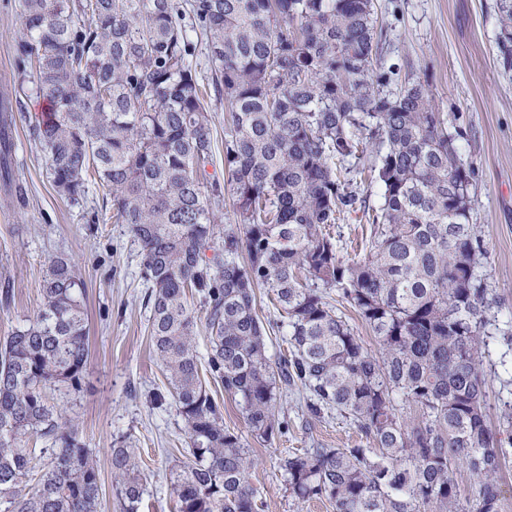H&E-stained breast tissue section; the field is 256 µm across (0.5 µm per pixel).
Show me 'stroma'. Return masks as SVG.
<instances>
[{"instance_id": "stroma-1", "label": "stroma", "mask_w": 512, "mask_h": 512, "mask_svg": "<svg viewBox=\"0 0 512 512\" xmlns=\"http://www.w3.org/2000/svg\"><path fill=\"white\" fill-rule=\"evenodd\" d=\"M16 0H0V104L13 114L11 176L0 181V339L31 319L40 303L46 264L57 252L70 255L86 293L89 361L80 392L68 396L74 422L96 458L102 482L100 512H119L110 451L134 449L146 478L140 512H173L171 469L184 461L188 439L173 400L154 404L167 381L148 333L142 304L140 251L126 225L103 211V190L90 185L71 202L52 184L47 157L29 135L43 102L31 75L18 69L14 48L24 30ZM494 0H377L386 33L384 55L401 73L419 72L437 111L462 133L460 152L476 167L472 221L488 262L483 268L495 325L512 333V77L496 60L498 30ZM489 411L500 417L511 397L503 380L512 378V354L490 347L484 362ZM224 423L242 435L254 462L249 482L264 512H333L328 502L294 501L277 462L287 452L322 445L350 448L366 439L336 414L305 423L295 396L283 395L278 411L288 421L286 436L267 443L254 436L239 403L222 386L210 387Z\"/></svg>"}]
</instances>
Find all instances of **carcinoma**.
Here are the masks:
<instances>
[{"mask_svg":"<svg viewBox=\"0 0 512 512\" xmlns=\"http://www.w3.org/2000/svg\"><path fill=\"white\" fill-rule=\"evenodd\" d=\"M21 68L52 106L31 126L58 194L77 201L89 174L112 219L140 247L152 345L189 439L173 471L177 512H259L242 436L224 426L206 378L241 405L251 431L288 434L283 393L308 418L350 420L369 448H303L279 458L296 501L335 512H509L498 474L512 435L492 428L483 361L494 340L472 223L476 169L421 78L398 91L375 0H17ZM497 61L512 74V0H496ZM206 37L211 81L230 118L224 180L194 59ZM378 185L370 204L363 174ZM230 193L234 223L217 236ZM360 213L371 247L346 258L331 231ZM213 250V256L206 251ZM282 308L288 354H267L256 312ZM336 294L331 303L330 293ZM205 310L210 351L195 344ZM372 331L364 346L339 309ZM89 359L84 291L52 256L37 313L0 344V506L99 512L92 449L51 402L81 386ZM416 406L417 420L397 413ZM45 447L29 446L31 439ZM120 512L145 483L128 448L111 449ZM476 477L464 509L453 469ZM34 483L27 493L22 488Z\"/></svg>","mask_w":512,"mask_h":512,"instance_id":"1","label":"carcinoma"}]
</instances>
